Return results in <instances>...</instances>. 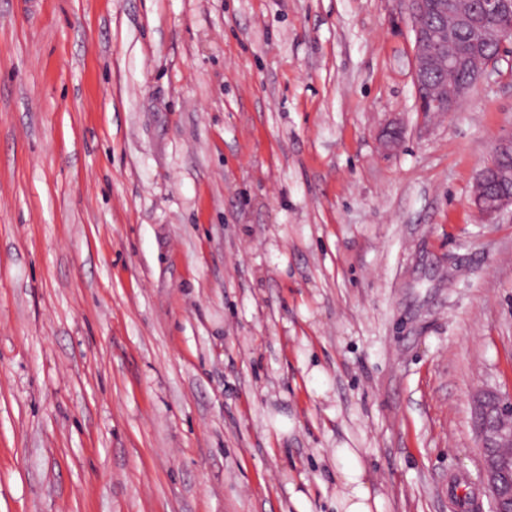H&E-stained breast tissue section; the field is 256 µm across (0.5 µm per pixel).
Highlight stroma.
<instances>
[{
  "mask_svg": "<svg viewBox=\"0 0 512 512\" xmlns=\"http://www.w3.org/2000/svg\"><path fill=\"white\" fill-rule=\"evenodd\" d=\"M401 10L0 0V512H334L340 447L383 512H490L512 58L421 117ZM476 182L484 187H492L490 190L482 188L474 193L473 203L479 211L491 216L512 206L510 167L496 168L492 164L486 165L480 170Z\"/></svg>",
  "mask_w": 512,
  "mask_h": 512,
  "instance_id": "stroma-1",
  "label": "stroma"
}]
</instances>
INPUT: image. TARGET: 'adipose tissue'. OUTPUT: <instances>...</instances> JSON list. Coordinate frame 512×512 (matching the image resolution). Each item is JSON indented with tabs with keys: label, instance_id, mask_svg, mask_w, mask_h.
<instances>
[{
	"label": "adipose tissue",
	"instance_id": "adipose-tissue-1",
	"mask_svg": "<svg viewBox=\"0 0 512 512\" xmlns=\"http://www.w3.org/2000/svg\"><path fill=\"white\" fill-rule=\"evenodd\" d=\"M334 454L338 463L336 512H382V500L367 480L359 449L338 448Z\"/></svg>",
	"mask_w": 512,
	"mask_h": 512
}]
</instances>
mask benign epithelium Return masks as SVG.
<instances>
[{"label": "benign epithelium", "mask_w": 512, "mask_h": 512, "mask_svg": "<svg viewBox=\"0 0 512 512\" xmlns=\"http://www.w3.org/2000/svg\"><path fill=\"white\" fill-rule=\"evenodd\" d=\"M414 8H407L414 32L413 80L419 111L446 112L457 108L472 90V84H456L449 88L445 98L429 94L424 79L438 63L437 45L461 31L474 35L470 48L480 50L486 44L498 45V51L512 43V23L504 28L484 26L483 14L472 7V2L451 12L441 14L434 26L427 24L423 0H412ZM483 189L474 193L475 207L485 215H494L512 206V169L484 166L477 177ZM478 434L482 458L479 476L487 488L492 512H512V393L501 394L493 390H479L474 396Z\"/></svg>", "instance_id": "7a95c632"}]
</instances>
